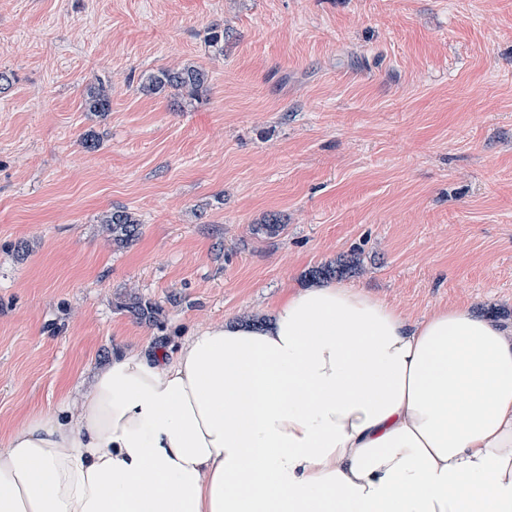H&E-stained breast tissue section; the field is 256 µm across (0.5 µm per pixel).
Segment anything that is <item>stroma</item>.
I'll return each mask as SVG.
<instances>
[{
	"mask_svg": "<svg viewBox=\"0 0 512 512\" xmlns=\"http://www.w3.org/2000/svg\"><path fill=\"white\" fill-rule=\"evenodd\" d=\"M184 64L203 101L142 91ZM0 71V444L114 356L269 318L351 252L344 284L413 321L512 331V0H0ZM84 108L94 115H105L111 111L112 99L109 90L103 84L88 86L84 96ZM100 221L112 224V243L119 248L131 245L141 233L142 223L138 215L128 209H112ZM364 259L361 253H355L346 257H339L320 267L309 271L308 276L312 281L342 276L354 272L362 267Z\"/></svg>",
	"mask_w": 512,
	"mask_h": 512,
	"instance_id": "stroma-1",
	"label": "stroma"
}]
</instances>
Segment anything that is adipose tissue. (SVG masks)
<instances>
[{
  "label": "adipose tissue",
  "instance_id": "ef3b65f1",
  "mask_svg": "<svg viewBox=\"0 0 512 512\" xmlns=\"http://www.w3.org/2000/svg\"><path fill=\"white\" fill-rule=\"evenodd\" d=\"M0 512H512V340L470 308L293 291L16 427Z\"/></svg>",
  "mask_w": 512,
  "mask_h": 512
}]
</instances>
